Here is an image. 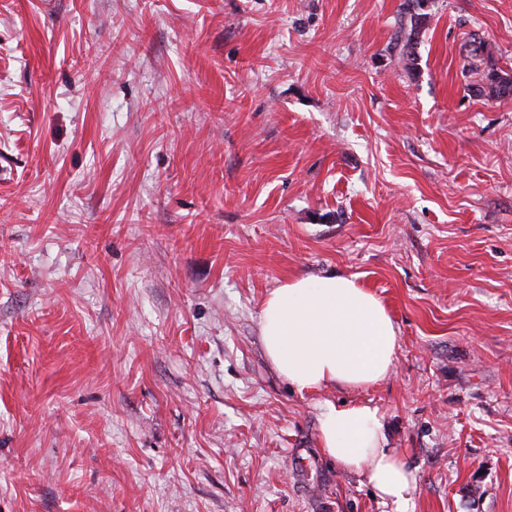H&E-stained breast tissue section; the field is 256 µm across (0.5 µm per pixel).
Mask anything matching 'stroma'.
I'll use <instances>...</instances> for the list:
<instances>
[{
  "label": "stroma",
  "instance_id": "obj_1",
  "mask_svg": "<svg viewBox=\"0 0 512 512\" xmlns=\"http://www.w3.org/2000/svg\"><path fill=\"white\" fill-rule=\"evenodd\" d=\"M0 0V512H391L321 448L367 403L409 512H512V0ZM356 277L383 381L301 394L259 314ZM423 0H412L408 2V16L406 24L397 35L396 47H399V62H405L404 69L411 71L416 67V57L414 46L417 44L420 35H422L428 24V14L424 11ZM468 47V70L479 75V80L472 86L474 92L499 99L511 98L512 74L509 75L498 67L492 56H486V46L479 34H469Z\"/></svg>",
  "mask_w": 512,
  "mask_h": 512
}]
</instances>
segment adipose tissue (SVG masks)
<instances>
[{"instance_id":"1","label":"adipose tissue","mask_w":512,"mask_h":512,"mask_svg":"<svg viewBox=\"0 0 512 512\" xmlns=\"http://www.w3.org/2000/svg\"><path fill=\"white\" fill-rule=\"evenodd\" d=\"M259 329L268 360L300 393L369 387L395 366L397 328L382 301L353 277L289 279L265 298ZM319 432L341 469L365 474L382 504L408 512L415 476L390 448L378 408L322 402Z\"/></svg>"}]
</instances>
